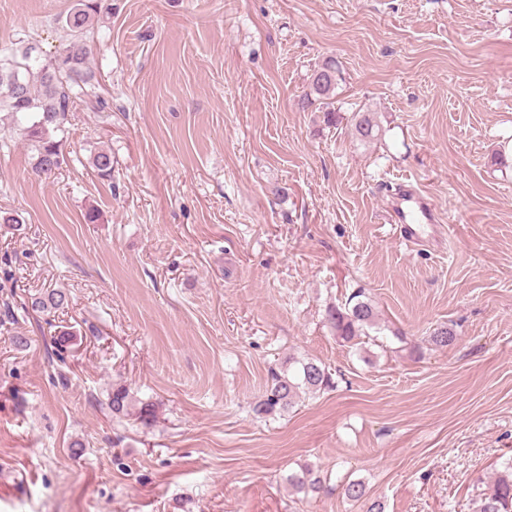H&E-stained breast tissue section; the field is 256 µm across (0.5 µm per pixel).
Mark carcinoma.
<instances>
[{
	"mask_svg": "<svg viewBox=\"0 0 512 512\" xmlns=\"http://www.w3.org/2000/svg\"><path fill=\"white\" fill-rule=\"evenodd\" d=\"M108 8L106 0H78L65 16L59 19L61 27L70 36L68 45L38 71L31 66V49L0 56V112L10 113L22 125L23 136L36 152L34 170L38 175L49 176L65 163L61 143L53 134L64 127L68 113L86 95L85 86L92 79L88 67L89 52L83 35L91 25L93 15ZM342 81V73L336 61L329 58L313 69L309 80L307 104H320L324 119L336 120L333 99ZM353 135L361 142L377 139L379 125L374 114L355 112L351 118ZM92 165L103 178H112V152L101 149L94 153ZM68 303V295L62 289H51L31 298L32 311L49 315ZM327 321L341 340L351 343L368 335L377 327V315L372 303L357 292L340 306L328 310ZM457 334L453 326L441 325L434 329L431 341L445 347L453 344ZM299 367L293 375L271 370L265 389L253 406L259 416L279 413L293 403L301 392L315 393L333 385L331 373L322 363L313 359L297 361ZM112 416L118 419L133 416L144 427L156 420V405L147 400L134 404L129 388L121 383L112 385L108 395ZM312 472L303 468L288 475V483L297 489H318L319 481L311 478ZM343 496L353 502L365 503V512H384L378 501L367 502L366 489L360 481L342 484ZM477 512H512V461L504 464V470L480 494Z\"/></svg>",
	"mask_w": 512,
	"mask_h": 512,
	"instance_id": "obj_1",
	"label": "carcinoma"
}]
</instances>
